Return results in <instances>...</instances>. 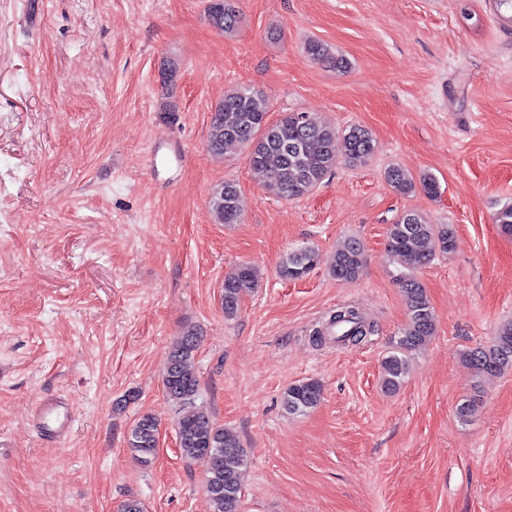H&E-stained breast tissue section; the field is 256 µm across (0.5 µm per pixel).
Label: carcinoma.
<instances>
[{"label":"carcinoma","mask_w":512,"mask_h":512,"mask_svg":"<svg viewBox=\"0 0 512 512\" xmlns=\"http://www.w3.org/2000/svg\"><path fill=\"white\" fill-rule=\"evenodd\" d=\"M209 24L221 32L236 29L239 13L235 0H218L217 6L206 8ZM306 55L315 62L327 64L338 71L349 68V60L333 54L323 43L310 40L305 44ZM270 112L266 97L247 87H235L224 93L210 116L208 150L220 156L224 145L237 143L248 149L251 169L265 185L273 187L288 200L310 194L336 168V128L306 112H291L276 123L262 124ZM348 163L362 165L376 151L372 133L362 126H352L344 134ZM387 184L398 194L405 195L421 187L430 196L438 193V181L430 174L414 180L401 167L392 166L385 172ZM213 219L217 224H237L241 219L240 195L233 182L217 188L210 199ZM455 236L447 224H432L421 214L408 211L390 225L386 236L388 252L408 269L397 279L407 298V321L393 342L392 351L383 362V385L398 389L407 374L408 355L424 347L434 334L436 319L424 285L409 273L427 264L437 250H453ZM321 262V257L309 247L288 254L280 274L288 280H301ZM364 267L363 250L354 242L336 251L329 263V272L338 281L357 279ZM257 270L241 264L224 276L222 306L224 315L237 313L242 296L255 286ZM326 330L336 332V342L357 345L372 329L364 323L358 309L341 306L330 315ZM198 339L188 332L170 347L163 374V390L175 404L194 401L199 380L194 369V353ZM462 362L476 378L502 373L512 368V320L501 323L491 342L476 347L462 356ZM323 388L319 381L306 379L291 385L285 393V404L293 413H304L321 402ZM176 433L183 457L198 462L202 453L210 452L208 496L214 512H240L243 477L247 467L244 448L237 436L214 423L201 411L178 419ZM159 422L152 414L139 417L131 428L127 447L134 458L150 462L156 455Z\"/></svg>","instance_id":"carcinoma-1"}]
</instances>
